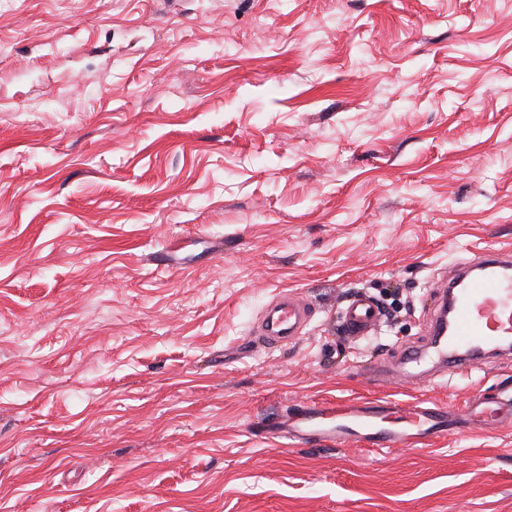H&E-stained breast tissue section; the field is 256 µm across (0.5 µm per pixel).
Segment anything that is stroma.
<instances>
[{
  "mask_svg": "<svg viewBox=\"0 0 512 512\" xmlns=\"http://www.w3.org/2000/svg\"><path fill=\"white\" fill-rule=\"evenodd\" d=\"M488 249H512V0H5L0 512H512L509 422L264 434L311 401L512 396V354L358 373ZM281 292L314 316L268 349ZM380 309L366 294H357L341 311L343 328L348 336H364L378 320Z\"/></svg>",
  "mask_w": 512,
  "mask_h": 512,
  "instance_id": "1",
  "label": "stroma"
}]
</instances>
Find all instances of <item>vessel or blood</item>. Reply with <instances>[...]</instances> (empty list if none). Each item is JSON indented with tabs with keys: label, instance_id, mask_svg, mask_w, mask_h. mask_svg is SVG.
<instances>
[{
	"label": "vessel or blood",
	"instance_id": "vessel-or-blood-1",
	"mask_svg": "<svg viewBox=\"0 0 512 512\" xmlns=\"http://www.w3.org/2000/svg\"><path fill=\"white\" fill-rule=\"evenodd\" d=\"M426 346L401 353L407 364L454 362L474 364V350L490 351L512 343V253L490 251L466 262L463 269L442 281L435 290ZM380 309L369 296L359 294L341 311L344 331L350 336L368 333ZM309 318L304 300L292 293L274 298L258 329L269 345L296 341ZM473 408L485 425L500 424L512 403L474 401ZM454 410L431 401L396 404L389 401L350 403L312 401L297 415L272 426L281 439L305 444L313 440L339 446L360 443L370 448L417 446L449 434Z\"/></svg>",
	"mask_w": 512,
	"mask_h": 512
}]
</instances>
